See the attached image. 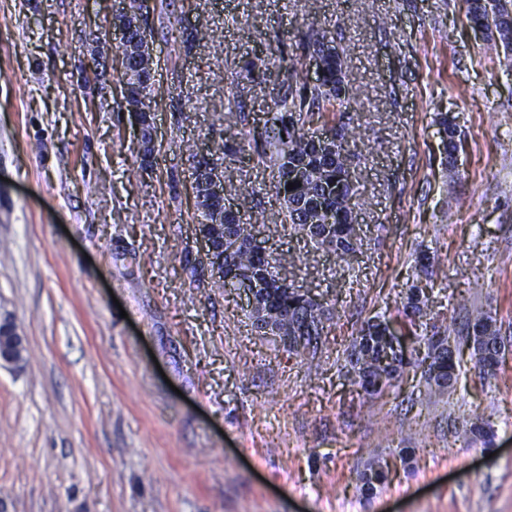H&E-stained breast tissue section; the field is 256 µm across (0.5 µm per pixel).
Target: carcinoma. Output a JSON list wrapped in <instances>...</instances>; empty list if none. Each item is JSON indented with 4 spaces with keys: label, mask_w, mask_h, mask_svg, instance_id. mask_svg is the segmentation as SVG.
I'll list each match as a JSON object with an SVG mask.
<instances>
[{
    "label": "carcinoma",
    "mask_w": 512,
    "mask_h": 512,
    "mask_svg": "<svg viewBox=\"0 0 512 512\" xmlns=\"http://www.w3.org/2000/svg\"><path fill=\"white\" fill-rule=\"evenodd\" d=\"M467 16L476 25L489 32L491 47L503 48L512 54V0H466ZM148 20L144 0H126L123 22L129 30L123 53L128 58L132 77L128 84L137 86V93L123 99L122 107H132L140 112L151 111L153 89L138 80L153 68L151 48L137 39L138 24ZM303 55H318L323 64L320 82L310 87L306 82L295 81L288 85V96L276 104L273 117L264 130L253 134L254 142L261 143V156L269 157L278 173L275 193L283 200L285 217L296 224L315 243L324 246L344 261L358 247V238L351 232L348 202L353 195L354 183L349 179L350 148L349 124L337 122L338 139L331 147L319 149L314 137L305 130L316 114L346 112L357 93L344 83V51L326 32L310 26L301 40ZM440 125L447 137L448 159H453L458 145L457 125L454 117L443 115ZM302 168L306 179L287 189L288 169ZM334 183L341 191L334 197L326 196V186ZM196 207L202 217L198 231L207 236L215 250H223L224 260L230 261L246 278L258 287V307L249 313L254 328L272 324L280 336L288 338L286 351L293 355L316 356L323 331L322 306L310 296L280 281L273 274L275 258L263 259L251 247L253 225L242 224L229 215L210 189L207 175L196 178ZM331 210L339 216L338 222L325 231L320 212ZM428 298L420 288L409 289L406 304L400 311V323L415 326L417 319L427 315ZM467 336L475 357L474 366L481 374L491 373L498 365L504 341L496 320L488 312L480 311L467 319ZM422 344L410 355L394 350L387 335L385 322L369 320L361 325L348 348V362L353 382L364 393L373 396L385 388L391 380L411 365H426L425 380L429 391L443 392L456 380V363L450 337H444L435 346L430 338L416 337ZM359 491L370 498L388 479L383 467L373 462L360 473Z\"/></svg>",
    "instance_id": "cac0c4a2"
}]
</instances>
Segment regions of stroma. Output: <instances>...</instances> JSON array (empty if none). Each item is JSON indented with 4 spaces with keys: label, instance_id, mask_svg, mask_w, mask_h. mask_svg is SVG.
<instances>
[{
    "label": "stroma",
    "instance_id": "obj_1",
    "mask_svg": "<svg viewBox=\"0 0 512 512\" xmlns=\"http://www.w3.org/2000/svg\"><path fill=\"white\" fill-rule=\"evenodd\" d=\"M120 0H0V319L24 338L0 365L7 512H512V67L465 0H149L151 167L136 162L111 19ZM207 23L223 45L194 41ZM317 25L344 48L361 247L347 260L281 217L251 137ZM244 119L230 127L229 107ZM459 148L447 161L441 113ZM255 226L288 285L326 315L316 358L258 334L206 269L190 152ZM258 194H236L239 181ZM457 202L453 220L444 213ZM457 336L491 313L506 348L428 394L418 367L373 397L350 336L411 286ZM490 424L491 446L459 437ZM413 451L403 462L402 449ZM386 464L362 499L359 474Z\"/></svg>",
    "mask_w": 512,
    "mask_h": 512
}]
</instances>
